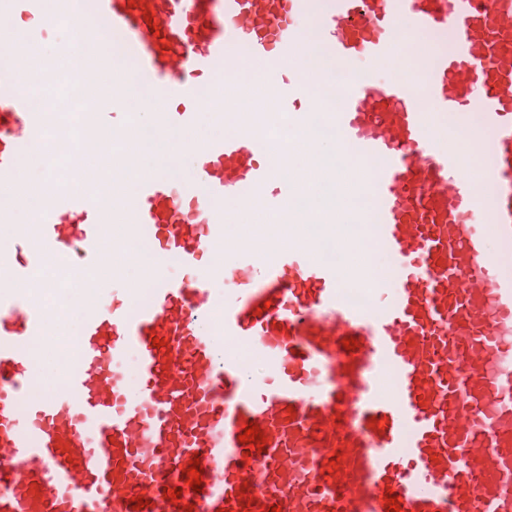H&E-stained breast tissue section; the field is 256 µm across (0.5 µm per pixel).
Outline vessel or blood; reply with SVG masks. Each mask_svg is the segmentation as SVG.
Returning <instances> with one entry per match:
<instances>
[{
	"mask_svg": "<svg viewBox=\"0 0 512 512\" xmlns=\"http://www.w3.org/2000/svg\"><path fill=\"white\" fill-rule=\"evenodd\" d=\"M43 0H0V26ZM79 26L30 36L56 51L97 46L91 84L145 73L112 109L157 141L194 128L203 84L261 65L279 112L296 116L313 32L343 70V102H319L359 167L358 211L378 274L345 270L318 247L232 240L228 203L280 210L298 179L267 131L242 127L189 143L187 173L167 166L132 190L101 180L126 128L84 136L55 191L33 146L64 140L57 112L31 106L25 65L0 48V185L34 172L48 186L35 237L0 234V512H512V0H57ZM119 33L102 47V26ZM411 42L420 78L358 79ZM464 130L479 168L444 131ZM125 238L110 236L113 216ZM149 243L147 300L125 278ZM232 255H225V246ZM112 271L103 292L91 271ZM67 272L82 303L78 362L42 398L32 352L65 315L29 285ZM365 288L362 305L343 298ZM355 349L344 347L347 339ZM258 425L264 447L240 442ZM200 491L188 484L191 460ZM181 496H173V489ZM144 508H137L138 499Z\"/></svg>",
	"mask_w": 512,
	"mask_h": 512,
	"instance_id": "vessel-or-blood-1",
	"label": "vessel or blood"
}]
</instances>
